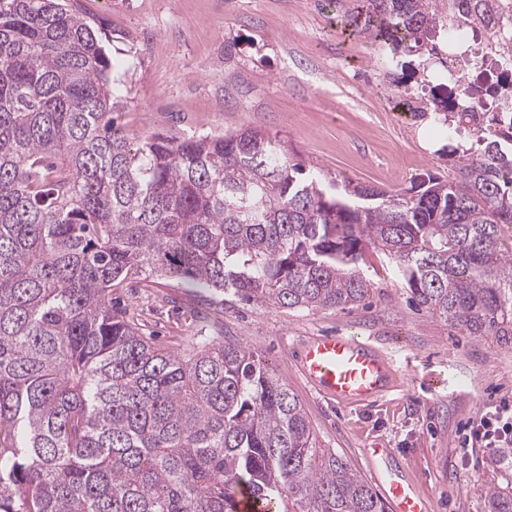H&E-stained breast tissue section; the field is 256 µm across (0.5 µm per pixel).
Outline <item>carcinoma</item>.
Returning a JSON list of instances; mask_svg holds the SVG:
<instances>
[{"mask_svg": "<svg viewBox=\"0 0 512 512\" xmlns=\"http://www.w3.org/2000/svg\"><path fill=\"white\" fill-rule=\"evenodd\" d=\"M492 0H336L385 61L437 53ZM77 0H0V512H386L325 447L298 397L247 346H157L112 304L142 275L258 309H344L369 296L372 246L411 301L467 336L512 345L509 112L480 55L427 98L452 177L402 190L340 184L254 129L138 144L118 123V63ZM486 512H512L487 491Z\"/></svg>", "mask_w": 512, "mask_h": 512, "instance_id": "cac0c4a2", "label": "carcinoma"}]
</instances>
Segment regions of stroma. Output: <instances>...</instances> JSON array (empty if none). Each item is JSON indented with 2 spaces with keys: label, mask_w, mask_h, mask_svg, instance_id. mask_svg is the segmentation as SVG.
Instances as JSON below:
<instances>
[{
  "label": "stroma",
  "mask_w": 512,
  "mask_h": 512,
  "mask_svg": "<svg viewBox=\"0 0 512 512\" xmlns=\"http://www.w3.org/2000/svg\"><path fill=\"white\" fill-rule=\"evenodd\" d=\"M101 21L126 86L122 122L131 140L255 129L307 165L340 180L385 189L420 174L450 175L446 138L429 120L388 110L393 89L372 45L343 33L334 0H82ZM370 295L339 309L201 305L195 288L134 280L117 294L154 343L189 352L202 328L261 353L298 396L320 441L368 483L364 453L379 443L389 466L414 480L429 512H485L495 486L512 487V449L469 443L468 426L489 407L512 404V347L468 336L410 302L379 250L360 264ZM348 333L391 367L380 398L343 405L314 389L301 343Z\"/></svg>",
  "instance_id": "stroma-1"
}]
</instances>
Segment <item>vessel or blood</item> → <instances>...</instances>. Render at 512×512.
Listing matches in <instances>:
<instances>
[{
	"label": "vessel or blood",
	"mask_w": 512,
	"mask_h": 512,
	"mask_svg": "<svg viewBox=\"0 0 512 512\" xmlns=\"http://www.w3.org/2000/svg\"><path fill=\"white\" fill-rule=\"evenodd\" d=\"M300 364L320 393L340 403L370 402L391 386V372L385 359L351 335L311 338L302 348ZM380 484L390 512H427V504L415 483L403 473H384Z\"/></svg>",
	"instance_id": "b4317fda"
}]
</instances>
